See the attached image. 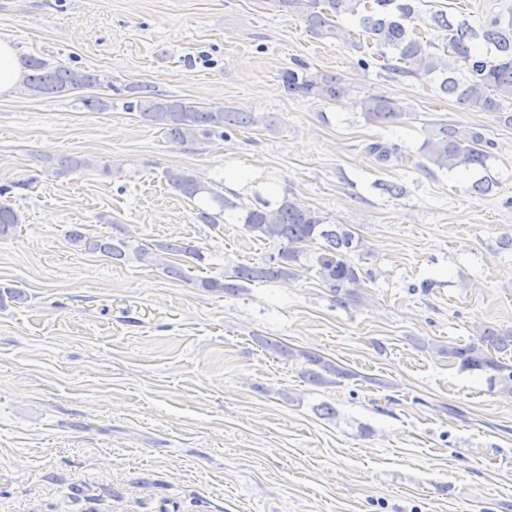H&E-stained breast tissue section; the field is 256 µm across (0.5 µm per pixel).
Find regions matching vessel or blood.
<instances>
[{
    "mask_svg": "<svg viewBox=\"0 0 512 512\" xmlns=\"http://www.w3.org/2000/svg\"><path fill=\"white\" fill-rule=\"evenodd\" d=\"M74 308L84 317L108 321L131 335L145 330L166 333L174 327L170 317L154 314L136 301L102 303L97 296L87 294L76 299Z\"/></svg>",
    "mask_w": 512,
    "mask_h": 512,
    "instance_id": "obj_1",
    "label": "vessel or blood"
}]
</instances>
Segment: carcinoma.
I'll use <instances>...</instances> for the list:
<instances>
[{"label": "carcinoma", "mask_w": 512, "mask_h": 512, "mask_svg": "<svg viewBox=\"0 0 512 512\" xmlns=\"http://www.w3.org/2000/svg\"><path fill=\"white\" fill-rule=\"evenodd\" d=\"M282 12L296 14L316 36H329L343 42L351 41V31L339 25L341 17H351L356 22L358 35L375 45L376 54L384 57L392 52L395 63L388 69L398 76H438L442 93L453 95L462 104L483 111L496 112L506 125H512V110L502 106L505 99L512 101V11L508 19L495 16L487 25L476 29L467 20L448 18L438 10L433 13L435 26L448 33V58L441 60L431 48L434 43L424 41L410 32L408 22L417 12V0H271ZM23 85L39 95H54L80 88L103 85L99 75L72 69L66 65H53L45 60H26ZM282 82L290 97H306L326 103L339 102L352 91V85L336 74L310 72L306 65L288 69ZM130 97L123 102L125 110L136 112L148 123L155 124L174 140L193 142L198 137L228 136V132L248 128L259 123L269 129L273 121L233 107L200 108L181 99L156 91L141 84L128 88ZM364 121L370 125L389 128L409 119L411 113L400 101L384 95L369 94L359 100ZM424 140L421 148L427 165L423 169L450 172L458 168L477 176L471 189L487 193L494 181L486 171L493 158V143L479 131L462 132L442 122H430L422 129ZM368 154L380 164L390 160H403L401 148L388 141L376 140L367 145ZM55 173L63 175L92 166L87 158L61 156L54 162ZM169 185L184 198L202 200L209 208L197 207V218L216 226L224 221L227 211H240L238 221L246 231L276 245L260 264H237L225 280L207 278L199 287L234 295L243 283L272 281L298 277L300 259L306 247L319 245L315 258V274L325 285L337 305L347 307L356 301L353 286L361 278L371 277V272H361L349 260V255L361 246V238L346 224H331L321 212L301 204L298 199L283 195L272 204L256 198L250 205L239 204L225 197L211 185L200 182L187 171L166 173ZM21 224L20 214L8 203H0V237L16 231ZM70 243L84 251L101 252L114 260H123L133 252L139 261L173 276L184 277L183 270L161 257V253L188 254L201 259L199 250L179 241H169L157 250L145 247L130 249L123 238L113 236L88 237L73 229L68 234ZM512 352V329L486 328L477 340L464 346H440L437 353L448 356L462 370L487 374L490 387L512 395V363L500 360V354ZM311 368L306 370L308 380L314 384L329 383L325 373L337 377L355 376L346 369L316 353L306 354Z\"/></svg>", "instance_id": "obj_1"}]
</instances>
